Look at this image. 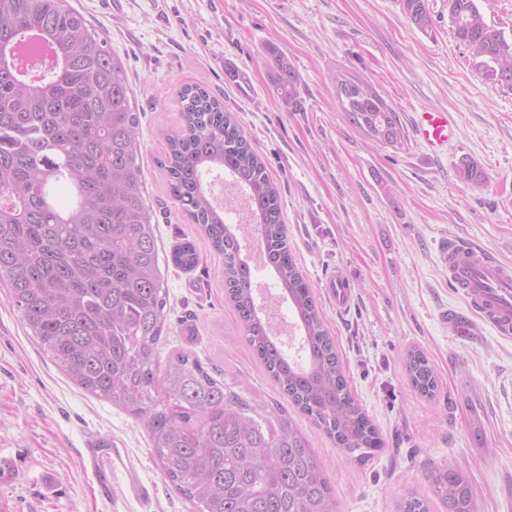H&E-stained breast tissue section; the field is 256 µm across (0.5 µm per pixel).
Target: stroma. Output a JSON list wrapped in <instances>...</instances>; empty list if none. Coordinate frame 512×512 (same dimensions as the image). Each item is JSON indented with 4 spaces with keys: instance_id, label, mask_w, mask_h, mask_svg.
<instances>
[{
    "instance_id": "obj_1",
    "label": "stroma",
    "mask_w": 512,
    "mask_h": 512,
    "mask_svg": "<svg viewBox=\"0 0 512 512\" xmlns=\"http://www.w3.org/2000/svg\"><path fill=\"white\" fill-rule=\"evenodd\" d=\"M107 40L141 111L145 197L153 209L168 290L159 364L188 351L252 403H285L246 341L226 296L224 260L171 198L161 163L181 126L177 90L205 87L232 112L275 182L288 244L336 342L352 397L383 446L366 459L340 451L297 409L289 414L320 459L340 512H398L415 496L443 512L430 472L453 467L476 512H512V338L482 326L460 336L442 322L466 306L441 247L461 238L512 265V88L484 78L455 39L448 0H430L421 32L397 0H68ZM302 79L288 109L262 59L267 44ZM242 76H224L223 59ZM371 81L408 131L381 146L351 125L331 84L336 69ZM450 112L457 136L429 157L411 133L417 112ZM472 159L475 187L457 168ZM316 241L307 248L298 227ZM192 241L200 264L177 268L173 246ZM343 268L353 301L337 313L321 281ZM435 370L434 397L412 386L409 350ZM99 465H92L88 448ZM0 512H192L163 475L145 422L79 387L28 336L0 288Z\"/></svg>"
}]
</instances>
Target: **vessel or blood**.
Returning <instances> with one entry per match:
<instances>
[{"label": "vessel or blood", "instance_id": "obj_1", "mask_svg": "<svg viewBox=\"0 0 512 512\" xmlns=\"http://www.w3.org/2000/svg\"><path fill=\"white\" fill-rule=\"evenodd\" d=\"M455 131L451 113L425 110L415 122V136L432 155L448 147ZM449 278L459 287L467 312L450 314L446 320L453 331L475 335L478 324L490 326L503 338L512 337V267L499 262L489 251L459 239L449 240L444 251ZM324 293L337 310H346L352 288L344 270H336L323 283Z\"/></svg>", "mask_w": 512, "mask_h": 512}]
</instances>
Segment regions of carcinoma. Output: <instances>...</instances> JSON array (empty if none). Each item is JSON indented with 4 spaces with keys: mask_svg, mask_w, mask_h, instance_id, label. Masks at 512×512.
<instances>
[{
    "mask_svg": "<svg viewBox=\"0 0 512 512\" xmlns=\"http://www.w3.org/2000/svg\"><path fill=\"white\" fill-rule=\"evenodd\" d=\"M417 29H432L429 0H398ZM452 31L486 79L512 87V36L490 27L478 0H448ZM271 82L300 107L301 78L278 47L264 50ZM348 120L397 149L398 112L363 77L331 78ZM182 130L168 139L169 193L224 258V280L244 336L282 394L344 453L381 447L348 391L310 286L298 271L276 186L232 113L208 91H178ZM140 113L118 57L67 0H0V283L22 324L83 389L145 419L161 470L193 512H337L333 489L309 441L276 408L260 412L188 352L158 370L167 291L159 272L152 209L141 188ZM244 191L260 229L264 264L277 274L301 331L297 357L272 336L276 311L256 303L233 200L218 204L217 170ZM460 179L484 184L473 160ZM68 188L67 202L56 188ZM171 261L191 270V241ZM413 387L433 397L436 375L419 350L406 355ZM444 512H474L468 480L447 466L429 476Z\"/></svg>",
    "mask_w": 512,
    "mask_h": 512,
    "instance_id": "carcinoma-1",
    "label": "carcinoma"
}]
</instances>
